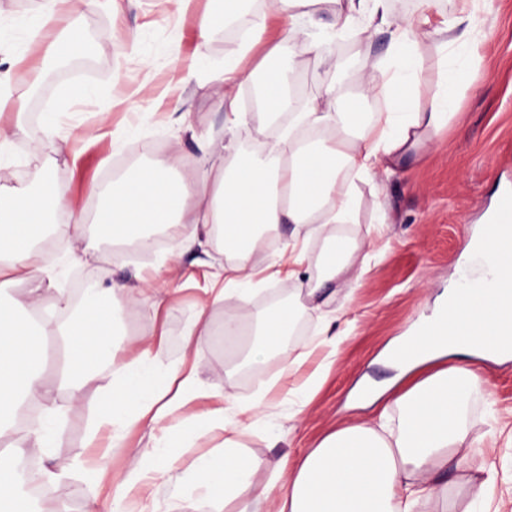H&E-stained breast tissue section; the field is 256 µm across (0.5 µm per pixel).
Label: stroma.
<instances>
[{
    "label": "stroma",
    "mask_w": 512,
    "mask_h": 512,
    "mask_svg": "<svg viewBox=\"0 0 512 512\" xmlns=\"http://www.w3.org/2000/svg\"><path fill=\"white\" fill-rule=\"evenodd\" d=\"M117 12L87 9L82 0H70L62 25L71 29L80 49L58 62L40 47H32L18 70L35 89L23 116L24 136L15 137V162L6 173L39 187L40 163L29 160L32 142L47 137L48 129L69 141L57 156L53 174L68 188L63 211L92 213L94 185L114 174L146 164L145 148L175 156H193L196 146L177 123L199 131L221 132L224 115L209 96L206 82L225 58L238 48L247 23L220 28L200 39L197 27L209 11L210 0H191L184 13L173 11L168 0H119ZM479 14L490 37L470 68L461 90L457 114L447 131L419 157L408 160L391 177L358 182L359 221L342 225L343 233L370 243L368 271L357 283L338 289L326 302L309 301L299 316L305 330L287 342L291 355H303L302 364L286 368L281 356L242 367L240 358L253 341L243 335L227 344L220 331L223 304L206 309L211 338L199 345L201 379L213 394L186 409L185 421L174 419L152 426L143 421L113 439L112 429L98 425L96 407L107 395L111 370L85 393L81 404L69 408L56 424L52 455L37 456L38 466L53 459L77 462L58 485L56 499L63 512H87L91 500L107 504L121 493L119 483L131 465L151 454L160 437L170 441L169 452L182 472L195 459L219 446L224 433L201 421L203 412L230 408L260 392H267L266 418L242 442L258 465L257 481L276 498L280 483L270 464L288 456L300 457L328 432L355 422L374 420L381 410L397 416L391 403L396 395L428 372L459 364L456 355L428 362L408 372L393 367L388 349L403 336L414 335L427 317L446 300L449 288L460 284L468 264L470 240L485 232L487 215L499 195L512 191V0H479ZM138 34L139 49L127 47ZM150 66H143V58ZM182 103L173 113L171 101ZM108 118H101L102 107ZM55 126H48V116ZM100 128L101 138L87 141L82 130ZM383 205L389 221H372L375 205ZM324 239L311 235L306 242L307 263L297 277L281 275L258 282L237 301L234 314L243 326L265 313L274 296L294 298L298 284L312 276ZM131 242L94 244L91 255L54 244L45 255L44 278L51 289L44 299L45 315H52L57 298L72 289L78 276L95 275L108 284L133 285L156 278L163 291L158 306H143L118 327L127 340L162 336L156 368L166 373L184 353V332L193 322L207 285L206 257L223 258L224 249L209 240L183 253L178 273L167 270L168 256L160 250L147 257L135 255ZM480 387L491 400L469 404L466 423L471 446L460 471L447 477L448 497L425 504L423 512H469L479 490L482 459L512 467V358H472ZM316 378L312 397L298 416L288 413V390ZM107 454L108 472L92 476L81 464ZM147 512H225L224 503L208 498L196 485L157 478L141 495L132 496Z\"/></svg>",
    "instance_id": "1"
}]
</instances>
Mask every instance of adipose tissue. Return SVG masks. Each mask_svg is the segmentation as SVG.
I'll return each mask as SVG.
<instances>
[{"mask_svg":"<svg viewBox=\"0 0 512 512\" xmlns=\"http://www.w3.org/2000/svg\"><path fill=\"white\" fill-rule=\"evenodd\" d=\"M68 0H42L39 14L28 22L30 39H49V53L72 54L74 44L54 30ZM391 0H270L271 13L288 25V40L306 45L315 16L330 18L333 32L360 36L373 26L387 25L392 39L386 58L368 60L355 87L333 83L319 96L294 108L290 91L296 59L284 46L270 47L257 68L249 59L260 45L263 22L248 28L223 71L210 79L213 105L224 113L222 133L192 132L198 153L193 158L152 155L106 186H98L94 218L56 216L64 189L45 168L44 183L34 191L24 185L0 182V278L23 280V295L0 305V440L10 443L13 458L0 462V512H31L26 497L16 491L18 474L13 460L45 452L53 445L52 424L60 412L59 394L69 405L82 402L84 390L112 369V388L99 407V420L128 426L180 417L203 391L198 345L210 334L204 311H197L185 330L181 363L158 376L153 351L161 340L145 338L136 347L124 344L116 323L150 296L152 285L141 281L125 288L95 284L81 312L70 313V300L60 297L68 321L51 328L42 315L47 292L40 274L39 243L54 235L76 240L77 225L94 221L97 237L111 241L145 240L152 228L174 229L176 246L171 266L183 251L193 248L200 235L218 230L224 250L233 262L212 277L221 289L214 301L232 306L254 282L251 258L257 241L280 225H315L326 246L319 258L320 275L301 282L306 298L329 295L337 284H349L369 255L363 242L343 235L338 227L355 223L358 210L355 183L380 173L398 171L409 157L437 139L453 116L460 89L469 79L466 59L451 68L440 67L435 90L420 99L419 88L426 52V26L437 13L439 0H415L411 16L398 20ZM455 15L433 26L440 37L439 52L463 44L475 50L485 43L483 21L473 0H459ZM261 82V111L269 116L292 113L291 123L278 138L266 142L264 154L245 150L240 132L253 117L239 100L243 86ZM380 105L374 120L367 109ZM191 232H184V225ZM472 269L463 283L448 293V313L433 318L413 336L415 351L409 364H420L443 354L475 353L486 339L505 335L512 341V323L502 320V283L512 282V237L489 233L471 257ZM298 308L287 304L262 318L259 339L252 345L254 359L285 354ZM56 336L65 360L52 380H45V343ZM477 386L474 370L454 365L431 372L399 394L401 410L396 429H388L387 412L377 419L337 427L299 459L283 457L275 468L283 492L272 512H417L432 499L446 496L444 478L457 469L468 448L465 408ZM37 406L42 421L16 429L20 404ZM265 395L237 404L233 411L218 407L205 418L225 433L221 447L199 456L191 471L197 486L208 495L232 503L255 489L258 467L241 451L239 438L251 431L267 411ZM157 454L138 459L123 481L126 492L147 485L158 474L173 475V459L158 440Z\"/></svg>","mask_w":512,"mask_h":512,"instance_id":"adipose-tissue-1","label":"adipose tissue"}]
</instances>
